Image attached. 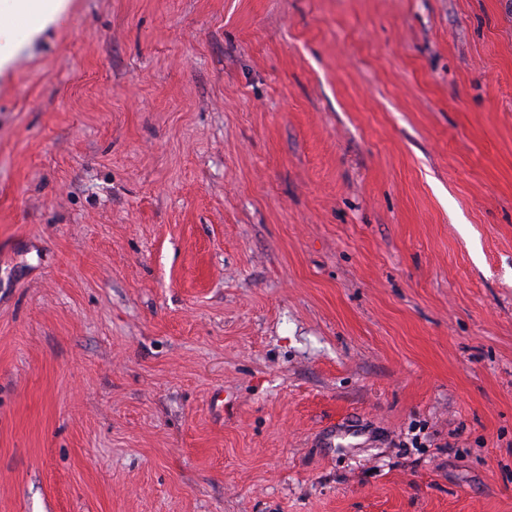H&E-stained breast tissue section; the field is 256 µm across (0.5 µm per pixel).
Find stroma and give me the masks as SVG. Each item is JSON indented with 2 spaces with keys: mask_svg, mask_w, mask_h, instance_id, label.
<instances>
[{
  "mask_svg": "<svg viewBox=\"0 0 512 512\" xmlns=\"http://www.w3.org/2000/svg\"><path fill=\"white\" fill-rule=\"evenodd\" d=\"M0 512H512V0H70L0 76Z\"/></svg>",
  "mask_w": 512,
  "mask_h": 512,
  "instance_id": "stroma-1",
  "label": "stroma"
}]
</instances>
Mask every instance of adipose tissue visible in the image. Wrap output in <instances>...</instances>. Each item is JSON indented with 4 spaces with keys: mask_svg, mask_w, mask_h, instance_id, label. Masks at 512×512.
<instances>
[{
    "mask_svg": "<svg viewBox=\"0 0 512 512\" xmlns=\"http://www.w3.org/2000/svg\"><path fill=\"white\" fill-rule=\"evenodd\" d=\"M67 11L66 0H0V74Z\"/></svg>",
    "mask_w": 512,
    "mask_h": 512,
    "instance_id": "1",
    "label": "adipose tissue"
}]
</instances>
